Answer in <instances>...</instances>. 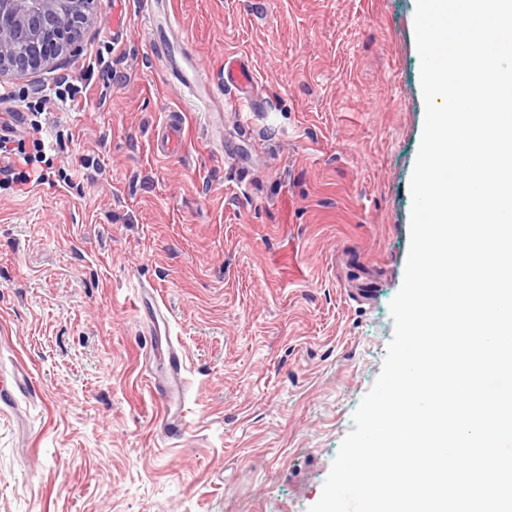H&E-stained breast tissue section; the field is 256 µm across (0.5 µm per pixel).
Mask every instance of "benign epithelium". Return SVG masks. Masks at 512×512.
<instances>
[{
  "label": "benign epithelium",
  "instance_id": "benign-epithelium-1",
  "mask_svg": "<svg viewBox=\"0 0 512 512\" xmlns=\"http://www.w3.org/2000/svg\"><path fill=\"white\" fill-rule=\"evenodd\" d=\"M93 0H0V78L40 71L77 49Z\"/></svg>",
  "mask_w": 512,
  "mask_h": 512
}]
</instances>
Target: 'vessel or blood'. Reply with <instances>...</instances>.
I'll return each instance as SVG.
<instances>
[{
	"mask_svg": "<svg viewBox=\"0 0 512 512\" xmlns=\"http://www.w3.org/2000/svg\"><path fill=\"white\" fill-rule=\"evenodd\" d=\"M162 0H145L142 10L144 31L148 35L155 56L162 66L177 81L179 88L190 91L191 101L202 110H209L216 96L214 81L211 76L201 70L193 55L183 52L186 38L182 31L176 30L170 15L162 13ZM254 81L253 73L245 62L237 57H229L224 61V87L232 89L233 97L229 103L241 117H248L254 111L256 101L250 93ZM182 123L179 116L169 118L165 126L158 130L154 146L158 154L163 156L177 155L182 149ZM167 373L171 382L170 388L158 392L160 398L182 396L187 390L184 376L186 371L185 357L179 347H170L167 352ZM34 385L26 371H18L12 387L0 388V405L13 403L17 394L32 393Z\"/></svg>",
	"mask_w": 512,
	"mask_h": 512,
	"instance_id": "b4317fda",
	"label": "vessel or blood"
}]
</instances>
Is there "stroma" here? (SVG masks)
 <instances>
[{"instance_id": "obj_1", "label": "stroma", "mask_w": 512, "mask_h": 512, "mask_svg": "<svg viewBox=\"0 0 512 512\" xmlns=\"http://www.w3.org/2000/svg\"><path fill=\"white\" fill-rule=\"evenodd\" d=\"M140 0L112 43L0 78L23 93L113 47L107 96L50 105L49 179L0 189V512H307L392 338L424 122L416 0H170L199 65L254 74L250 125L194 110L152 56ZM184 148L156 154L168 113ZM163 297L186 357L185 434L160 441ZM34 393L36 394L34 385L27 372L19 369L14 378V382L11 388H0V405L8 406L10 403L16 401L18 393Z\"/></svg>"}]
</instances>
